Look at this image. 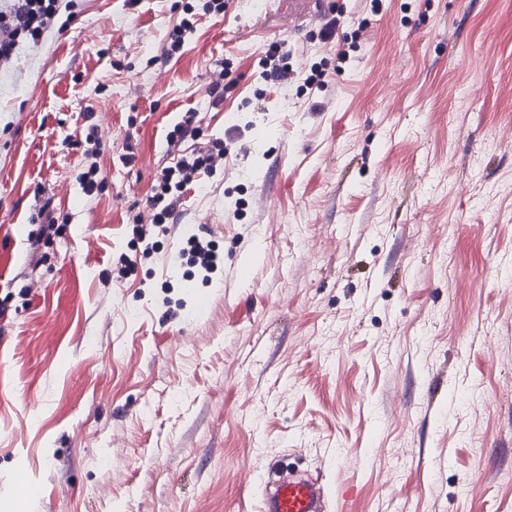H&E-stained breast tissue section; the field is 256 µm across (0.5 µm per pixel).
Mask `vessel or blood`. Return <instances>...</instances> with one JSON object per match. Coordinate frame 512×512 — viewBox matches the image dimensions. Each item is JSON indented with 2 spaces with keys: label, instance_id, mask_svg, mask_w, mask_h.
I'll use <instances>...</instances> for the list:
<instances>
[{
  "label": "vessel or blood",
  "instance_id": "vessel-or-blood-1",
  "mask_svg": "<svg viewBox=\"0 0 512 512\" xmlns=\"http://www.w3.org/2000/svg\"><path fill=\"white\" fill-rule=\"evenodd\" d=\"M324 488L316 481L286 472L283 462L267 470L261 512H328Z\"/></svg>",
  "mask_w": 512,
  "mask_h": 512
}]
</instances>
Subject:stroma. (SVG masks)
<instances>
[{"label":"stroma","instance_id":"35a3bbf8","mask_svg":"<svg viewBox=\"0 0 512 512\" xmlns=\"http://www.w3.org/2000/svg\"><path fill=\"white\" fill-rule=\"evenodd\" d=\"M332 4L325 41L227 0L165 61L180 0H76L0 71V512H259L282 458L330 512H512V0ZM188 111L228 151L183 195L208 276L126 232ZM266 68L262 78L266 82L288 86L291 70L288 65V48L284 40L272 41L265 51Z\"/></svg>","mask_w":512,"mask_h":512}]
</instances>
